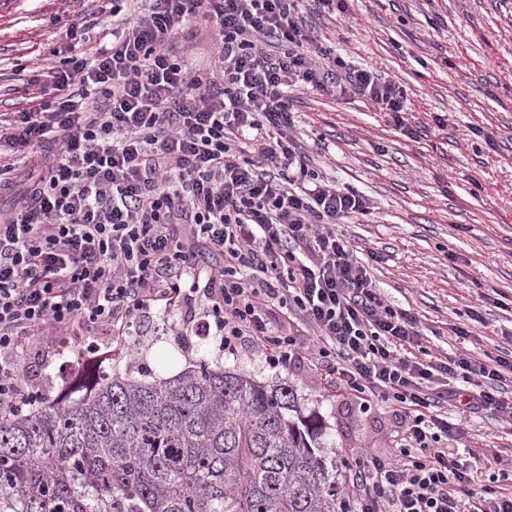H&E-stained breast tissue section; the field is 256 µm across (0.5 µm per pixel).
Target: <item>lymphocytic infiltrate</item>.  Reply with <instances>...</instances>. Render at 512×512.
Listing matches in <instances>:
<instances>
[{
	"instance_id": "obj_1",
	"label": "lymphocytic infiltrate",
	"mask_w": 512,
	"mask_h": 512,
	"mask_svg": "<svg viewBox=\"0 0 512 512\" xmlns=\"http://www.w3.org/2000/svg\"><path fill=\"white\" fill-rule=\"evenodd\" d=\"M305 0H109L94 43L47 69L56 101L0 113V415L40 403L18 359L74 325L121 338L141 315L203 300L225 349L305 356L399 430L343 488L353 512H512V473L480 480L448 407L512 418V358L434 356L335 227L370 203L310 166L291 95L369 99L401 135L408 90L319 45ZM218 44L195 58L189 34ZM192 225V250L172 232ZM474 386L463 394L461 384Z\"/></svg>"
}]
</instances>
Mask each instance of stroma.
<instances>
[{
    "label": "stroma",
    "mask_w": 512,
    "mask_h": 512,
    "mask_svg": "<svg viewBox=\"0 0 512 512\" xmlns=\"http://www.w3.org/2000/svg\"><path fill=\"white\" fill-rule=\"evenodd\" d=\"M90 0H0V113L49 100V81L30 87L23 71L35 55L70 51L73 15ZM318 38L352 67L377 68L406 86V111L420 129L402 136L361 96L296 95L295 135L313 168L341 189L367 196L369 215L336 227L387 298L414 313L433 354L463 347L476 357L512 352V0H347L342 13L312 15ZM446 118L437 128L435 115ZM183 308L137 319L121 340L84 353L83 328L35 340L21 358L28 379L58 393L84 366L146 363L178 374L206 356L212 364L263 382L294 385L306 409L322 416L334 445L325 456L337 473L359 454L393 446L387 408L361 411L342 388L327 387L306 364L271 367L260 349L220 350L216 336L190 345L171 331ZM472 334L459 341L451 323ZM453 447L512 453V421L464 414Z\"/></svg>",
    "instance_id": "35a3bbf8"
}]
</instances>
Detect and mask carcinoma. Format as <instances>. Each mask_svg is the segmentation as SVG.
<instances>
[{"label":"carcinoma","mask_w":512,"mask_h":512,"mask_svg":"<svg viewBox=\"0 0 512 512\" xmlns=\"http://www.w3.org/2000/svg\"><path fill=\"white\" fill-rule=\"evenodd\" d=\"M83 396L0 417V512H336V467L297 389L212 366L80 376Z\"/></svg>","instance_id":"1"}]
</instances>
